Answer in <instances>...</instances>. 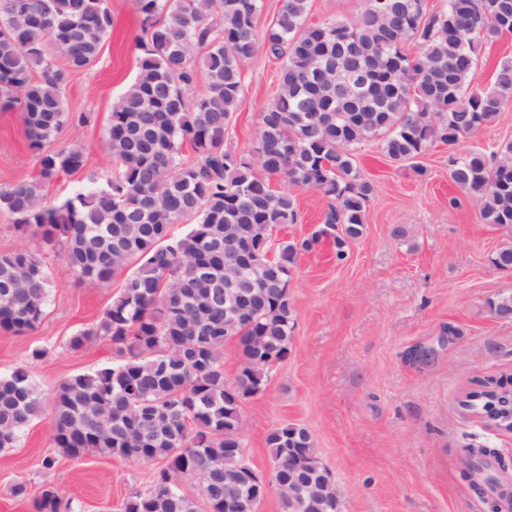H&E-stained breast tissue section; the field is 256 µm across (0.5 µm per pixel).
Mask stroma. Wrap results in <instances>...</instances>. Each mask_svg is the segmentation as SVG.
<instances>
[{
  "label": "stroma",
  "mask_w": 512,
  "mask_h": 512,
  "mask_svg": "<svg viewBox=\"0 0 512 512\" xmlns=\"http://www.w3.org/2000/svg\"><path fill=\"white\" fill-rule=\"evenodd\" d=\"M112 34L97 60L73 74L62 90L73 121L58 146L83 148L85 168L46 184L48 202L105 183L114 171L106 150L113 100L134 80L141 51L135 0H110ZM283 62L258 50L245 68L241 103L225 148L254 150L261 113L273 99ZM512 140V104L456 147L437 143L420 162L425 176L391 162L380 140L357 152L364 178L377 186L363 234L337 261L332 238L303 253L290 293L296 329L287 358L259 394L240 405V439L248 463L269 472L266 436L283 423L307 427L318 456L334 475L341 512H488L460 476L462 448L489 445L512 463V432L483 422L459 399L478 378L512 375V320L495 318L489 298L512 293V271L490 258L512 241L483 223L466 194L448 179V157ZM39 167L20 113L0 112V187L29 180ZM298 221L275 228L279 241L307 238L322 224L329 200L288 186ZM32 251L46 264L51 288L41 324L22 335L0 331V376L25 368L43 405L52 409L69 377L112 365L111 345L92 339L71 349L69 338L90 329L119 294L122 276L90 287L80 283L59 244L18 230L0 213V253ZM45 355L33 359L32 349ZM159 463L89 454H58L48 418L29 426L15 448L0 451V512H34L44 489H54L74 512H123L125 499L150 487ZM25 482L26 497L13 496Z\"/></svg>",
  "instance_id": "stroma-1"
}]
</instances>
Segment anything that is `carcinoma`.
Instances as JSON below:
<instances>
[{
    "label": "carcinoma",
    "instance_id": "obj_1",
    "mask_svg": "<svg viewBox=\"0 0 512 512\" xmlns=\"http://www.w3.org/2000/svg\"><path fill=\"white\" fill-rule=\"evenodd\" d=\"M309 2L284 0L260 34L261 0H136L139 70L113 102L107 129L117 171L105 186L90 184L52 205L43 186L86 164L79 147L49 148L71 120L61 90L98 58L112 10L109 0H0V111L23 114L39 158L32 179L0 188V210L60 241L79 279L98 285L124 275L99 322L69 339L73 350L107 340L117 361L70 377L50 414L56 448L68 458L96 453L162 464L123 512H199L201 503L224 512L234 491L227 449L242 447L240 404L265 388L269 358L283 361L293 343L292 268L339 227L336 259L344 260L348 242L363 232L377 188L362 176L357 148L379 137L391 162L422 176L419 159L431 145H456L512 102V60L497 66L491 87L477 83L481 47L512 32V0H448L440 12L426 0H364L355 20L318 24L307 23ZM261 47L285 64L261 113L255 153H236L224 148V136L245 64ZM201 78L205 91L188 97ZM273 176L332 200L325 228L278 244L242 271L246 299L227 310L224 289L214 286L228 271L224 249L244 250L297 223L295 198L272 189ZM448 177L477 203L484 223L512 228V141L450 158ZM181 223L189 231L170 236ZM491 262L512 269V244ZM50 287L34 253H1L0 330H35ZM487 305L512 320V294ZM230 335L238 337L240 368L228 384L221 357ZM460 406L508 426L512 376L473 380ZM42 410L25 369L0 376V451L15 447ZM266 444L276 464L295 449L309 486L301 498L280 497L282 512H323L336 481L312 469L320 460L309 430L283 424ZM483 455L475 461L471 450L462 465L469 483L491 497L506 484L505 466ZM186 478L196 495L180 485ZM34 507L73 512L52 489Z\"/></svg>",
    "mask_w": 512,
    "mask_h": 512
}]
</instances>
